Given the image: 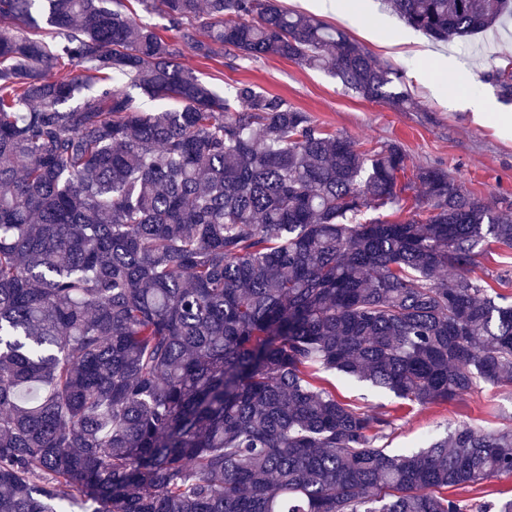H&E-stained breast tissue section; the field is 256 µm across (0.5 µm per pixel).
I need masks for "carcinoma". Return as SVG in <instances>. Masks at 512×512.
I'll list each match as a JSON object with an SVG mask.
<instances>
[{"instance_id":"obj_1","label":"carcinoma","mask_w":512,"mask_h":512,"mask_svg":"<svg viewBox=\"0 0 512 512\" xmlns=\"http://www.w3.org/2000/svg\"><path fill=\"white\" fill-rule=\"evenodd\" d=\"M0 0V512H512L445 491L512 474V430L415 452L336 398L337 371L425 406L512 380V302L463 270L512 209L362 148L279 95L178 63L280 57L407 104L397 73L280 0ZM439 41L512 0H387ZM74 63L75 76L43 69ZM512 101V59L481 74ZM179 107L144 112L127 88ZM460 271L448 280L443 270ZM125 5L129 10L137 14L142 21L150 23L156 27L157 31L162 36L170 39L176 35V31L170 27V22L166 15L160 12H154L152 14L145 13L141 10L140 5L134 0L125 1Z\"/></svg>"}]
</instances>
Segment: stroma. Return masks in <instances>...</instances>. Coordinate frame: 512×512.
Returning <instances> with one entry per match:
<instances>
[{
	"label": "stroma",
	"instance_id": "35a3bbf8",
	"mask_svg": "<svg viewBox=\"0 0 512 512\" xmlns=\"http://www.w3.org/2000/svg\"><path fill=\"white\" fill-rule=\"evenodd\" d=\"M282 3L345 31L374 59L397 70L401 89L414 100V107L363 100L347 93L327 71L278 57L243 60L223 50L203 57L186 47L181 65L217 94L230 91L240 82L253 83L358 145H398L408 171L422 166L441 167L465 193L485 205L500 208L512 204V137L502 136L492 125L473 119L477 112L512 114V103L503 102L495 88L480 79L482 72L501 65L504 58H512V27L478 34L464 47L454 42H429L418 31L413 34L414 45H397L393 38L406 25L384 0H364L362 11L343 17L316 9L313 0ZM418 43L429 46V60L414 56ZM445 59L454 63L448 73L452 92L437 96L419 81L418 73L436 71ZM470 271L479 277L508 276V285L500 287L499 292L512 299V249L486 245ZM320 378L341 401L365 411L390 413L394 425L384 445L396 453L420 450L459 424L486 432L512 428L511 380L483 384L454 400L422 406L370 383L331 372L321 373Z\"/></svg>",
	"mask_w": 512,
	"mask_h": 512
}]
</instances>
